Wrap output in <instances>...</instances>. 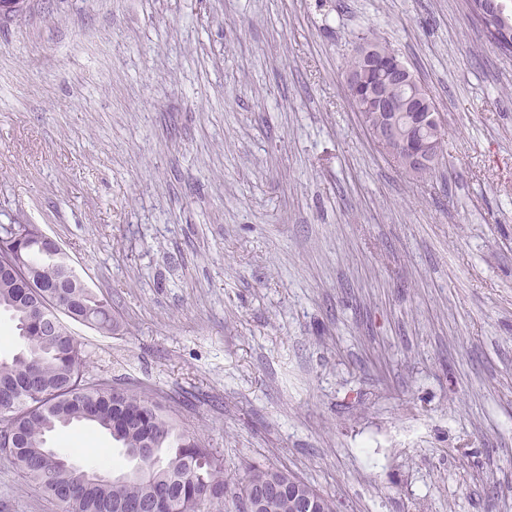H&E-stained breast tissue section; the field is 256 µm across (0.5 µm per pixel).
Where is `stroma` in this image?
Instances as JSON below:
<instances>
[{
    "label": "stroma",
    "instance_id": "obj_1",
    "mask_svg": "<svg viewBox=\"0 0 512 512\" xmlns=\"http://www.w3.org/2000/svg\"><path fill=\"white\" fill-rule=\"evenodd\" d=\"M387 41L445 123L409 177L344 83ZM0 224L112 304L68 326L145 390L339 512H512V54L467 0H26L0 18ZM49 442L81 467L109 433ZM0 512H59L0 455Z\"/></svg>",
    "mask_w": 512,
    "mask_h": 512
}]
</instances>
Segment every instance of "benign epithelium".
<instances>
[{"instance_id": "benign-epithelium-1", "label": "benign epithelium", "mask_w": 512, "mask_h": 512, "mask_svg": "<svg viewBox=\"0 0 512 512\" xmlns=\"http://www.w3.org/2000/svg\"><path fill=\"white\" fill-rule=\"evenodd\" d=\"M361 57L366 71L376 69L381 72L383 83L411 85L414 82L406 65L395 55L385 58L377 55L375 48L365 45ZM345 83L354 92L355 107L372 141L392 163L412 174L439 161V144L444 140L445 129L440 114L425 92L416 89L411 97L399 102L381 94L378 85H365L350 74L345 76ZM399 112L411 113L413 126L428 128L432 135L397 136L395 114ZM288 498L296 512H328L327 503L292 475L288 476Z\"/></svg>"}]
</instances>
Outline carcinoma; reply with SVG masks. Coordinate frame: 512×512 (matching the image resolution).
<instances>
[{"label": "carcinoma", "mask_w": 512, "mask_h": 512, "mask_svg": "<svg viewBox=\"0 0 512 512\" xmlns=\"http://www.w3.org/2000/svg\"><path fill=\"white\" fill-rule=\"evenodd\" d=\"M485 15L481 27L500 50L512 53V13L469 0ZM0 310L10 313L22 349L0 360V454L62 512H127L150 504L155 512H220L226 497L247 490L224 475V456L176 431L162 406L142 391L109 378L85 377L81 343L68 326L46 328L38 314L59 311L102 332L113 327L110 302L71 274L64 257L35 240L34 224H0ZM74 423L108 432L125 450H141L147 477L123 483L99 479L101 464L86 479L69 456L47 444L49 433ZM260 512H292L288 493L267 500Z\"/></svg>", "instance_id": "obj_1"}]
</instances>
